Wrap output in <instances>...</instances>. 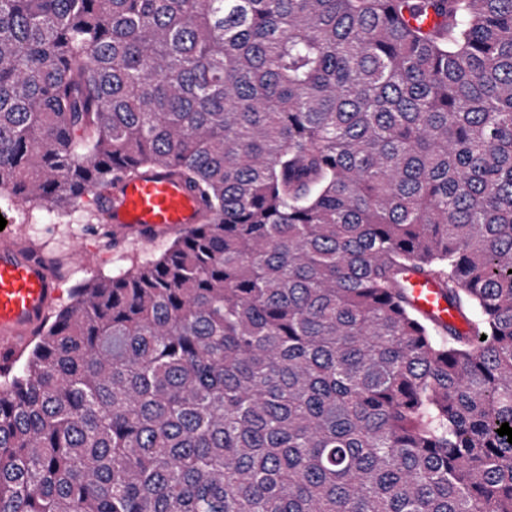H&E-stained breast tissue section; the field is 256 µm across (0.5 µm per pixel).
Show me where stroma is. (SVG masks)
I'll return each mask as SVG.
<instances>
[{
  "label": "stroma",
  "mask_w": 512,
  "mask_h": 512,
  "mask_svg": "<svg viewBox=\"0 0 512 512\" xmlns=\"http://www.w3.org/2000/svg\"><path fill=\"white\" fill-rule=\"evenodd\" d=\"M181 233V228L173 227L144 241L113 224L91 229L77 217L59 224L52 213L36 209L26 218L13 214L11 223L0 230V241L22 248L36 244L49 262H62L59 291L53 302L59 308L70 303L76 286L112 275L133 262L159 258Z\"/></svg>",
  "instance_id": "obj_1"
}]
</instances>
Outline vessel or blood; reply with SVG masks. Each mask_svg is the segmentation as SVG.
Wrapping results in <instances>:
<instances>
[{
	"instance_id": "b4317fda",
	"label": "vessel or blood",
	"mask_w": 512,
	"mask_h": 512,
	"mask_svg": "<svg viewBox=\"0 0 512 512\" xmlns=\"http://www.w3.org/2000/svg\"><path fill=\"white\" fill-rule=\"evenodd\" d=\"M94 203L106 223L145 239L168 227L193 228L203 211L193 189L161 170L119 180L95 193ZM410 289L417 310L438 322L458 323L435 283L414 276ZM56 293L43 264L13 247H0V354L9 355L35 334Z\"/></svg>"
}]
</instances>
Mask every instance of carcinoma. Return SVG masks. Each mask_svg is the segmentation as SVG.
<instances>
[{"label":"carcinoma","instance_id":"carcinoma-1","mask_svg":"<svg viewBox=\"0 0 512 512\" xmlns=\"http://www.w3.org/2000/svg\"><path fill=\"white\" fill-rule=\"evenodd\" d=\"M153 168L202 223L0 366V512H512V0H0V206ZM410 289L414 307L435 321L461 325L457 313L448 306L435 283L421 276L410 278Z\"/></svg>","mask_w":512,"mask_h":512}]
</instances>
